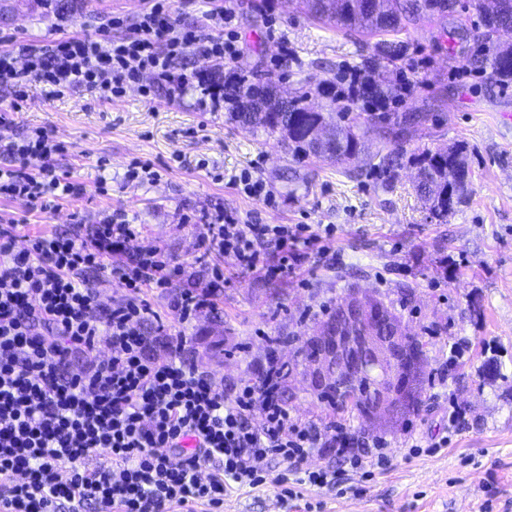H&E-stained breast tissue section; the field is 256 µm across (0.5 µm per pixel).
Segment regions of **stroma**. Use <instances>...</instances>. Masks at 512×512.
I'll use <instances>...</instances> for the list:
<instances>
[{
	"mask_svg": "<svg viewBox=\"0 0 512 512\" xmlns=\"http://www.w3.org/2000/svg\"><path fill=\"white\" fill-rule=\"evenodd\" d=\"M463 2V12L420 16L398 32L374 36L314 19L302 0L235 4L239 67L282 94L306 93L307 104L323 112L334 104L320 88L344 67L392 85L396 63L418 62L411 92L390 106L386 143L407 153L464 149L470 189L444 220L416 197L412 167L391 182L369 151L347 164L295 156L237 122L236 103L199 111L192 87L172 100L162 87L143 97L134 84L123 97L104 101L90 91L51 99L37 85L13 115L12 135L41 126L67 144L57 172L85 193L59 200L49 212L0 199V214L22 219L21 234L32 235L66 232L74 216L93 224L121 209L140 227L135 248H160L189 271L223 270L227 285L189 327L186 356L225 384L257 377L267 337L281 336L283 393L292 415L320 422L339 414L356 429L401 421L407 408L400 403L372 416L335 411L300 377L298 341L315 334L325 307L353 297L403 302L400 320L422 342L424 372L446 374V393L429 399L416 421L432 452L411 455L393 444L388 469L357 478L356 492L304 486L285 498L268 483L225 496L223 512H512V130L497 122L499 113H512V83L477 65L487 50L477 36L479 0ZM142 9L141 0H66L57 13L42 0H0V34L48 46L64 35H96L112 16L134 22ZM283 41L291 56L278 67ZM135 158L153 163L157 180L126 182ZM244 171L264 179L274 206L237 192L233 181ZM102 179L104 195L97 190ZM223 210L244 220L259 215L264 224L330 225L335 235L329 253L312 250L296 272L266 276L265 266L278 261L271 247L261 269L242 272L231 258L205 252L197 230L184 222ZM459 339L464 354L450 359L448 346ZM453 408L461 426L447 447H438Z\"/></svg>",
	"mask_w": 512,
	"mask_h": 512,
	"instance_id": "stroma-1",
	"label": "stroma"
}]
</instances>
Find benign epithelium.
<instances>
[{
  "label": "benign epithelium",
  "mask_w": 512,
  "mask_h": 512,
  "mask_svg": "<svg viewBox=\"0 0 512 512\" xmlns=\"http://www.w3.org/2000/svg\"><path fill=\"white\" fill-rule=\"evenodd\" d=\"M408 339L372 305L345 301L303 348L304 374L318 393L336 388L345 400L354 399L368 385L367 412L385 407L403 395L402 382L409 363Z\"/></svg>",
  "instance_id": "7a95c632"
}]
</instances>
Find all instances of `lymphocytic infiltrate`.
Segmentation results:
<instances>
[{
  "mask_svg": "<svg viewBox=\"0 0 512 512\" xmlns=\"http://www.w3.org/2000/svg\"><path fill=\"white\" fill-rule=\"evenodd\" d=\"M236 16L233 6L217 8L202 30L180 25L171 0H149L134 24L113 16L95 37L65 35L48 47L8 40L0 49V88L11 95L0 109V198L48 211L85 193L58 175L55 158L66 147L51 131L10 136L30 83L51 98L84 88L109 100L148 74L173 99L195 85L199 110L213 112L225 89L246 86L236 68ZM190 56L211 60V69L184 72ZM323 91L374 112L388 107L354 67ZM19 226L0 215V512L217 510L228 492L263 485L271 461L283 467L276 484L338 490L349 472L386 467L393 440L418 450L409 419L356 432L341 418L316 424L292 416L276 350L256 379L229 389L200 370L185 356V327L213 307L224 274L199 276L160 314L145 289L169 287L185 268L160 249L132 248L139 230L124 211L64 233L22 237ZM198 230L205 251L271 277L303 267L322 240L304 224L244 223L224 211L202 216ZM269 244L280 258L264 267ZM91 270L115 280L123 298L100 304ZM314 453L327 464L306 467Z\"/></svg>",
  "mask_w": 512,
  "mask_h": 512,
  "instance_id": "f902f5d3",
  "label": "lymphocytic infiltrate"
}]
</instances>
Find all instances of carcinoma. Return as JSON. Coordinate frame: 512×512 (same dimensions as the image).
I'll use <instances>...</instances> for the list:
<instances>
[{"label": "carcinoma", "instance_id": "cac0c4a2", "mask_svg": "<svg viewBox=\"0 0 512 512\" xmlns=\"http://www.w3.org/2000/svg\"><path fill=\"white\" fill-rule=\"evenodd\" d=\"M367 0H308L310 13L320 19L334 21L346 29L365 35L397 32L415 16L428 18L445 16L454 11L458 0H374L365 7ZM482 36L489 39L502 32H512V0H497V10L482 13ZM485 64L499 80L512 82V43L498 44L485 58ZM306 93L283 101L273 89L254 85L236 93L238 112L235 118L262 129L267 135L286 142L296 155L313 156L322 160L342 161L351 152H361L363 142L352 125L336 121L334 112H311L303 105ZM260 101L267 111L251 112L249 106ZM329 126L334 140L315 147L308 140L310 129L317 125ZM403 153L391 150L380 156L378 166L390 180H395L401 166ZM413 165L421 171L422 180L414 184L418 198L429 206L439 218L448 217L455 205L469 192V169L459 149H423L413 155Z\"/></svg>", "mask_w": 512, "mask_h": 512}]
</instances>
